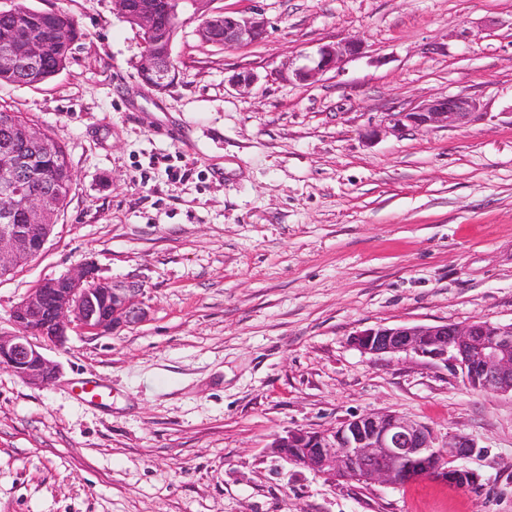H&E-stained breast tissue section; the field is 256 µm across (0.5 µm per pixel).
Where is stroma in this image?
Segmentation results:
<instances>
[{
  "label": "stroma",
  "instance_id": "stroma-1",
  "mask_svg": "<svg viewBox=\"0 0 512 512\" xmlns=\"http://www.w3.org/2000/svg\"><path fill=\"white\" fill-rule=\"evenodd\" d=\"M18 5L70 13L83 38L47 82L0 83V106L64 143L73 172L43 253L0 278V333L31 288L83 263L137 282L148 318L43 345L60 371L47 387L0 368V512H512V394L351 343L379 325L512 323V0H205L181 17L162 93L112 0H0ZM254 9L262 41L203 39L206 16ZM348 38L362 55L293 79ZM244 70L245 93L229 83ZM457 93L481 119L380 128ZM370 412L473 439L477 485L323 476L269 450Z\"/></svg>",
  "mask_w": 512,
  "mask_h": 512
}]
</instances>
